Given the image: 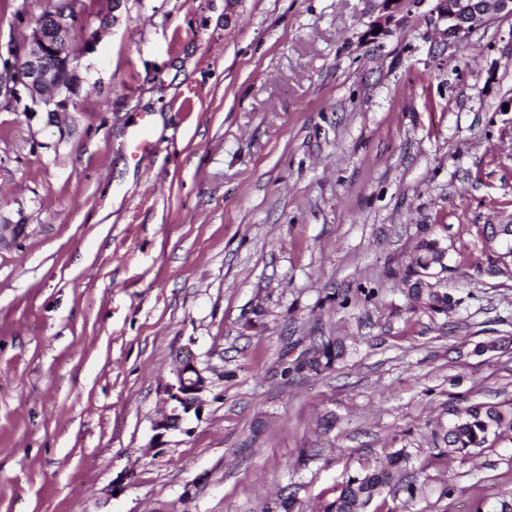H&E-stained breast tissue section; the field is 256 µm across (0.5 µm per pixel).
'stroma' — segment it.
Returning <instances> with one entry per match:
<instances>
[{
  "mask_svg": "<svg viewBox=\"0 0 512 512\" xmlns=\"http://www.w3.org/2000/svg\"><path fill=\"white\" fill-rule=\"evenodd\" d=\"M55 4L0 0V44ZM435 7L374 38L383 0H91L74 105L0 112V218L27 227L0 248V512H318L400 448L417 494L378 512L512 493V442L435 438L512 399L483 231L512 223V18L452 40ZM419 280L456 307L409 305ZM331 338L333 369L290 371ZM188 352L205 404L153 444Z\"/></svg>",
  "mask_w": 512,
  "mask_h": 512,
  "instance_id": "35a3bbf8",
  "label": "stroma"
}]
</instances>
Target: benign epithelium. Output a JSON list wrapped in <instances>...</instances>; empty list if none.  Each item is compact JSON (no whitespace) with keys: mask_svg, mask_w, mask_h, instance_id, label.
Segmentation results:
<instances>
[{"mask_svg":"<svg viewBox=\"0 0 512 512\" xmlns=\"http://www.w3.org/2000/svg\"><path fill=\"white\" fill-rule=\"evenodd\" d=\"M436 10L448 21L447 35L461 38L503 17L512 18V0H437ZM84 16L79 0L44 12L25 40L0 51V109L28 98L54 117L74 102L82 84L72 34ZM25 224H0V247L17 241ZM207 378L191 357L179 361L167 386L165 409L153 425L154 440L179 427L189 414L204 406Z\"/></svg>","mask_w":512,"mask_h":512,"instance_id":"1","label":"benign epithelium"}]
</instances>
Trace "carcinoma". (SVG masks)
<instances>
[{"label": "carcinoma", "instance_id": "carcinoma-1", "mask_svg": "<svg viewBox=\"0 0 512 512\" xmlns=\"http://www.w3.org/2000/svg\"><path fill=\"white\" fill-rule=\"evenodd\" d=\"M490 238L500 239L501 247L500 251L488 255V272L502 275L509 267L507 260L512 258V226L491 227ZM342 353V343L330 340L313 347L307 356L295 362L294 369L319 373L331 368ZM505 428L512 430V402H475L464 412L455 414L439 439L447 454L466 458L476 449L501 440ZM408 463L409 453L401 448L361 472L347 476L324 512H365L376 497L393 493L396 478Z\"/></svg>", "mask_w": 512, "mask_h": 512}]
</instances>
